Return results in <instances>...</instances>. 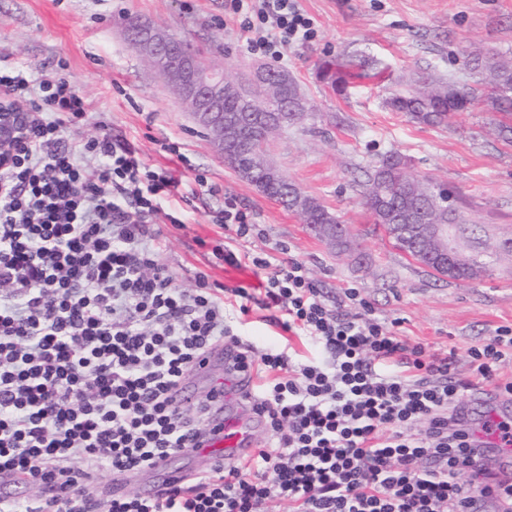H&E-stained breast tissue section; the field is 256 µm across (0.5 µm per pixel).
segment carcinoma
<instances>
[{
  "label": "carcinoma",
  "mask_w": 512,
  "mask_h": 512,
  "mask_svg": "<svg viewBox=\"0 0 512 512\" xmlns=\"http://www.w3.org/2000/svg\"><path fill=\"white\" fill-rule=\"evenodd\" d=\"M468 67L482 76L480 86L460 85L439 77L424 88L395 91L386 103L392 111L405 114L417 124L439 127L448 124L455 114L468 111L484 97L493 109L512 119V58L503 60L493 55L473 54ZM273 73L275 80L269 85L257 81L240 85L242 96L274 112L300 113L297 119L288 118L290 125L297 120H305V112L309 111L308 103L294 79L283 69L275 68ZM376 76L377 73L370 72V66L365 61L325 62L318 71L321 81L343 95ZM406 167V158L391 152L383 156L369 173L364 205L372 215L374 224L383 230L396 248L437 275L455 281L478 278L482 266L476 260L469 258L452 269L441 270L421 248L407 247L403 238L392 235L394 224H454L459 219L456 211L448 209L440 195L434 193V187L407 176L404 171ZM297 190V185L286 181L266 185L263 194L289 210L301 205L302 222L311 228L339 223L337 217L315 198L304 193L302 201H297L294 196Z\"/></svg>",
  "instance_id": "cac0c4a2"
}]
</instances>
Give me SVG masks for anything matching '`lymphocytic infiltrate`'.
<instances>
[{"instance_id":"obj_1","label":"lymphocytic infiltrate","mask_w":512,"mask_h":512,"mask_svg":"<svg viewBox=\"0 0 512 512\" xmlns=\"http://www.w3.org/2000/svg\"><path fill=\"white\" fill-rule=\"evenodd\" d=\"M224 6L253 55L282 58L314 34L297 0ZM91 109L67 77L0 69V110L31 115L0 155V483L40 489L1 497L0 512H266L275 499L290 512H476L481 501L512 512V481L472 465L463 401L487 383L512 397L500 376L511 328L470 348L460 378L454 352L399 335L356 289L329 302L283 244L248 258L260 293L202 271L195 288L175 287L156 222L184 227L182 181L107 125L79 136ZM211 221L228 237L208 263L241 264L236 243L254 236L256 213L228 195ZM228 300L316 356L242 341ZM224 342L237 347L224 373L250 384L264 444L151 496L99 491L101 477L149 470L223 413L215 392L183 408L173 391Z\"/></svg>"}]
</instances>
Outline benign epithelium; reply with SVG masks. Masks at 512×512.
<instances>
[{
  "mask_svg": "<svg viewBox=\"0 0 512 512\" xmlns=\"http://www.w3.org/2000/svg\"><path fill=\"white\" fill-rule=\"evenodd\" d=\"M136 38L137 50L168 84L176 91L180 100L200 126L209 129L219 151H224V144L236 142L241 134L239 120L224 113V98L235 88V83L224 77V70L214 64L205 63L199 56H191L175 49V39L164 29L154 25H137L129 33ZM28 122L24 112L0 113V151L6 150L16 142ZM250 167H240L243 175L250 170H265L263 182L278 183L280 173L257 163L258 155H250ZM416 240L426 247L430 254L458 264L462 254L448 244V228L444 224L415 225Z\"/></svg>",
  "mask_w": 512,
  "mask_h": 512,
  "instance_id": "benign-epithelium-1",
  "label": "benign epithelium"
}]
</instances>
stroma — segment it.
I'll return each mask as SVG.
<instances>
[{"label": "stroma", "instance_id": "35a3bbf8", "mask_svg": "<svg viewBox=\"0 0 512 512\" xmlns=\"http://www.w3.org/2000/svg\"><path fill=\"white\" fill-rule=\"evenodd\" d=\"M298 6L316 35L288 47L276 65L295 79L313 113L275 134L266 158L350 226L356 243L350 254L336 253L298 215L240 178L125 39L127 18L156 23L203 60L223 62L227 78L248 83L269 61L247 52L224 0H0V61L73 81L94 106L83 135L97 134L104 123L134 142L150 164L173 169L184 182L206 175L210 188L192 197L186 227H162L163 257L176 287L192 288L199 270L229 288L257 287L251 264H207L199 246L222 238L209 214L231 194L256 212L263 231L241 250L285 244L329 299L358 289L400 335L454 350L457 371L465 373L471 347L488 342L498 328L512 329V257L501 255L512 240V145L500 140L487 103L430 127L390 111L385 99L430 74L476 84L479 77L466 64L474 51L512 58V0H298ZM334 58L376 60L380 75L366 87L335 94L316 77L320 63ZM165 139L181 144L190 166L161 151ZM389 152L406 157L411 175L447 188L462 217L449 225L448 242L483 263L482 276L470 282L438 276L376 230L362 195L373 164ZM240 332L260 348L288 344L300 356L314 354L306 339L284 337L255 314Z\"/></svg>", "mask_w": 512, "mask_h": 512}]
</instances>
